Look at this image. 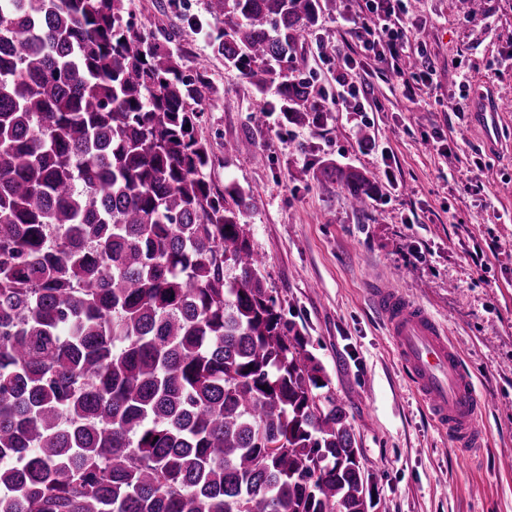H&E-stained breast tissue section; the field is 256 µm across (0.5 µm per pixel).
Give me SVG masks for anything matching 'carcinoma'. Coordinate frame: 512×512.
<instances>
[{
	"mask_svg": "<svg viewBox=\"0 0 512 512\" xmlns=\"http://www.w3.org/2000/svg\"><path fill=\"white\" fill-rule=\"evenodd\" d=\"M336 0H211L212 53L285 123ZM0 512H372L345 409L207 177L208 69L183 73L126 0H0ZM322 178L353 207L362 172Z\"/></svg>",
	"mask_w": 512,
	"mask_h": 512,
	"instance_id": "obj_1",
	"label": "carcinoma"
}]
</instances>
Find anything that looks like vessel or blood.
Masks as SVG:
<instances>
[{"label":"vessel or blood","mask_w":512,"mask_h":512,"mask_svg":"<svg viewBox=\"0 0 512 512\" xmlns=\"http://www.w3.org/2000/svg\"><path fill=\"white\" fill-rule=\"evenodd\" d=\"M507 109L502 101L481 97L472 113L491 130ZM372 296L395 351L408 370V379L436 424L447 431L455 447L482 451L488 436L477 419L489 398L478 393L446 329L427 308L400 290L376 288Z\"/></svg>","instance_id":"obj_1"}]
</instances>
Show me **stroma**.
<instances>
[{"instance_id": "1", "label": "stroma", "mask_w": 512, "mask_h": 512, "mask_svg": "<svg viewBox=\"0 0 512 512\" xmlns=\"http://www.w3.org/2000/svg\"><path fill=\"white\" fill-rule=\"evenodd\" d=\"M367 0H336L304 32L294 73L329 105L336 63L317 42L359 57L361 112H327L298 127L272 114L256 128L258 99L239 70L212 55L208 0H128L148 31L176 26L186 75L200 58L225 104L204 107L199 131L215 155L216 185L253 193L243 229L264 260L269 295L295 322L344 406L374 512H512V112L494 140L470 121L481 94L512 99V0H407L420 32L412 58L432 85L398 65L364 58L343 22ZM365 172L377 193L353 208L346 189L317 177L321 160ZM395 287L445 326L481 391L488 446L454 447L411 388L375 310L371 284Z\"/></svg>"}]
</instances>
